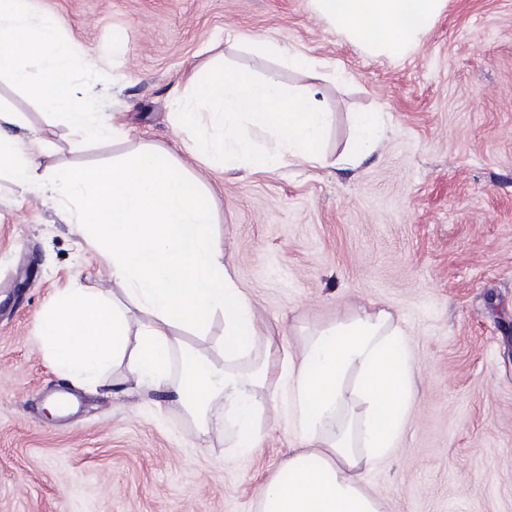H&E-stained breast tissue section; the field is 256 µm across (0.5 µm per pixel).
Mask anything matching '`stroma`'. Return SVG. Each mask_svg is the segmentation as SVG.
Here are the masks:
<instances>
[{
    "label": "stroma",
    "instance_id": "stroma-1",
    "mask_svg": "<svg viewBox=\"0 0 512 512\" xmlns=\"http://www.w3.org/2000/svg\"><path fill=\"white\" fill-rule=\"evenodd\" d=\"M90 57L124 138L83 143L0 76V106L36 135L44 169L94 168L143 145L202 176L214 234L274 358L309 330L389 312L415 359L413 406L391 456L362 471L382 512H512V0H443L400 60L365 54L310 0H37ZM123 32L124 51L112 48ZM263 42L319 60L303 74ZM277 74L332 120L328 166L242 177L184 148L172 102L189 68ZM380 113L361 164L339 159L351 116ZM80 287L125 295L66 205L0 174V512H257L259 488L305 442L284 399L248 455L223 407L191 413L115 369L90 388L57 374L41 314Z\"/></svg>",
    "mask_w": 512,
    "mask_h": 512
}]
</instances>
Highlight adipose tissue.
Instances as JSON below:
<instances>
[{"instance_id": "1", "label": "adipose tissue", "mask_w": 512, "mask_h": 512, "mask_svg": "<svg viewBox=\"0 0 512 512\" xmlns=\"http://www.w3.org/2000/svg\"><path fill=\"white\" fill-rule=\"evenodd\" d=\"M337 35L373 56L399 59L428 33L442 0H311ZM88 62L60 21L36 0H0V75L63 117L83 140L121 138L98 100L78 87ZM175 105L176 124L206 112L215 132L191 147L201 162L251 174L289 161L318 166L330 114L310 93L275 77L212 66L192 71ZM15 113L0 109V170L23 186L68 201L73 223L90 229L129 305L105 291L71 289L42 313L40 341L54 370L89 384L114 366L138 386L170 385L191 408L221 401L239 446H256L260 391L284 381L307 449L291 456L286 478L260 490L261 512H380L360 471L389 457L408 424L415 362L390 315L357 314L314 330L303 350L280 361L258 355L253 304L224 261L210 230V199L198 176L150 147L112 165L39 173L32 147L10 134ZM224 315V363L183 348L177 329L202 333ZM354 385H347V377Z\"/></svg>"}]
</instances>
